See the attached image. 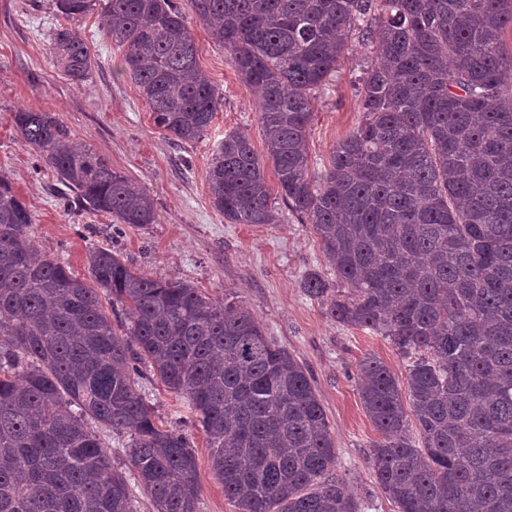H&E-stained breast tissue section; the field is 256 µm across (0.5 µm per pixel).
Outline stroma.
Wrapping results in <instances>:
<instances>
[{
	"instance_id": "35a3bbf8",
	"label": "stroma",
	"mask_w": 512,
	"mask_h": 512,
	"mask_svg": "<svg viewBox=\"0 0 512 512\" xmlns=\"http://www.w3.org/2000/svg\"><path fill=\"white\" fill-rule=\"evenodd\" d=\"M177 2L195 34L198 62L223 98L206 134L190 144L175 142L155 125L148 102L121 71V48L100 29V5L75 23L95 62L88 80L78 85L50 54L52 31L63 21L53 0H0V174L32 213L38 250L69 265L77 277L88 275V249L106 248L150 277L187 281L219 300L228 292L238 296L266 335L310 375L336 443V473L360 512H396L370 459L377 434L360 399L357 366L374 355L400 376L404 362L388 340L337 323L323 303L302 291L305 274L328 270L311 225L288 211L277 224H229L213 207L207 172L226 132L248 135L269 185L277 180L254 90L224 48L211 41L187 0ZM373 48L369 41L352 40L336 76L315 92L307 142L312 170H322L338 141L362 121L360 80L374 59ZM22 108L52 113L73 141L139 180L156 200L157 223L121 228L110 215L67 209L54 191V175L13 128L12 114ZM141 393L159 424L185 430L195 446L199 512H237L211 469L206 437L185 399L152 377L142 380Z\"/></svg>"
}]
</instances>
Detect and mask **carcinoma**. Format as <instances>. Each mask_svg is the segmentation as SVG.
Masks as SVG:
<instances>
[{"instance_id":"cac0c4a2","label":"carcinoma","mask_w":512,"mask_h":512,"mask_svg":"<svg viewBox=\"0 0 512 512\" xmlns=\"http://www.w3.org/2000/svg\"><path fill=\"white\" fill-rule=\"evenodd\" d=\"M93 0H54L69 20ZM211 39L258 93L289 211L311 225L341 292L311 271L300 288L336 322L371 329L405 361L359 365L378 434L377 481L398 512H512V0H189ZM103 34L154 123L202 138L222 105L174 0H105ZM375 43L360 126L324 170L306 148L313 93L351 37ZM70 80L92 71L78 30L51 34ZM13 124L74 207L130 228L158 221L154 199L70 141L49 112ZM228 224H277L249 137L224 134L208 171ZM32 213L0 176V512H198L194 446L156 424L149 371L184 396L211 468L238 512H359L305 368L233 296L149 278L89 250L88 277L36 248ZM131 314L124 333L103 301ZM129 435L116 467L99 431Z\"/></svg>"}]
</instances>
